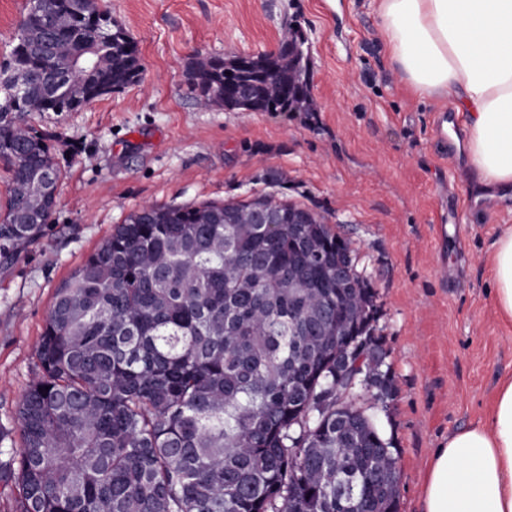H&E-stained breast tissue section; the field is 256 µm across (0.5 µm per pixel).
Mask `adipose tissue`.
I'll return each mask as SVG.
<instances>
[{
	"instance_id": "adipose-tissue-1",
	"label": "adipose tissue",
	"mask_w": 512,
	"mask_h": 512,
	"mask_svg": "<svg viewBox=\"0 0 512 512\" xmlns=\"http://www.w3.org/2000/svg\"><path fill=\"white\" fill-rule=\"evenodd\" d=\"M391 55L418 96L453 99L481 183H512V0H379ZM495 300L512 319V230L495 243ZM425 512H512V379L491 419L431 462Z\"/></svg>"
}]
</instances>
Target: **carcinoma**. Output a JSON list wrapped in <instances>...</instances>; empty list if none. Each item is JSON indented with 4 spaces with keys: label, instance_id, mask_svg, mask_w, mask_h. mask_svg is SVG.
Segmentation results:
<instances>
[{
    "label": "carcinoma",
    "instance_id": "1",
    "mask_svg": "<svg viewBox=\"0 0 512 512\" xmlns=\"http://www.w3.org/2000/svg\"><path fill=\"white\" fill-rule=\"evenodd\" d=\"M112 87L142 79L138 43L81 0H28L0 62V160L10 172L0 259L35 242L62 172L29 112H71L96 44ZM205 107L315 111L308 41L192 65ZM25 77L20 94L11 75ZM52 177L29 195L35 172ZM273 209L304 224H261ZM345 335L336 337V322ZM376 292L320 214L273 195L236 204L145 205L56 291L18 405L16 512H399L396 458L375 419L336 401V364L381 347ZM384 357L358 384L392 392ZM383 476L366 482L373 467Z\"/></svg>",
    "mask_w": 512,
    "mask_h": 512
}]
</instances>
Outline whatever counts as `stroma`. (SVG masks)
<instances>
[{
    "mask_svg": "<svg viewBox=\"0 0 512 512\" xmlns=\"http://www.w3.org/2000/svg\"><path fill=\"white\" fill-rule=\"evenodd\" d=\"M137 41L143 78L78 112H31L63 171L43 234L0 262V474L21 443L15 412L59 285L145 204L247 202L265 194L325 216L357 249L378 308L392 394L355 402L400 470L399 512H424L436 448L486 422L512 378V322L494 300L492 252L512 228V185L485 192L451 100L419 98L391 59L375 0H98ZM308 38L312 119L200 108L187 83L205 55L273 53ZM456 139L440 141L435 113ZM275 171L277 183L264 181ZM459 212L460 237L437 217Z\"/></svg>",
    "mask_w": 512,
    "mask_h": 512,
    "instance_id": "obj_1",
    "label": "stroma"
}]
</instances>
